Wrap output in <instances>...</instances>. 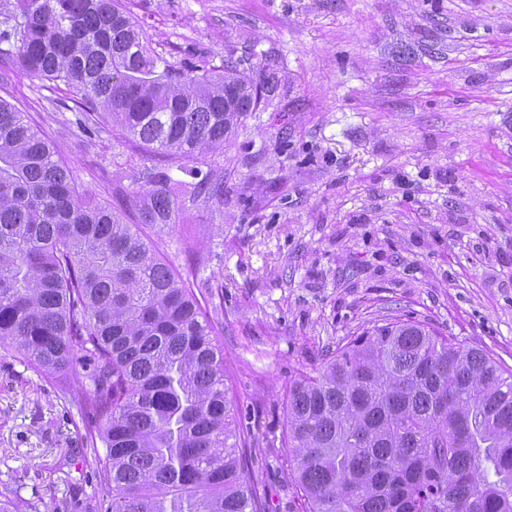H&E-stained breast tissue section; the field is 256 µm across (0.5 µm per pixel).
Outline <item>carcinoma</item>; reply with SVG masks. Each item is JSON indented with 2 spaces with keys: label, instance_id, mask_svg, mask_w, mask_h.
Instances as JSON below:
<instances>
[{
  "label": "carcinoma",
  "instance_id": "1",
  "mask_svg": "<svg viewBox=\"0 0 512 512\" xmlns=\"http://www.w3.org/2000/svg\"><path fill=\"white\" fill-rule=\"evenodd\" d=\"M2 61L70 89L54 103L82 132L108 120L159 160L113 188L118 210L80 193L0 96V347L76 408L100 465L96 512H268L218 331L140 229L176 226L200 198L221 211L224 171L185 162L224 148L257 89L175 68L122 0H0ZM78 354L92 389L72 397ZM286 423L292 512H512V370L422 324L390 320L337 349L290 388ZM0 512L38 510L5 486Z\"/></svg>",
  "mask_w": 512,
  "mask_h": 512
}]
</instances>
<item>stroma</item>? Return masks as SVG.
Wrapping results in <instances>:
<instances>
[{
  "label": "stroma",
  "instance_id": "obj_1",
  "mask_svg": "<svg viewBox=\"0 0 512 512\" xmlns=\"http://www.w3.org/2000/svg\"><path fill=\"white\" fill-rule=\"evenodd\" d=\"M152 47L196 72L235 61L261 94L201 170L206 204L148 243L190 277L219 332L250 475L288 512V390L399 315L512 369V0H126ZM7 97L80 190L112 201L154 157L67 127L52 83ZM74 409L0 350V485L39 512H90L97 467Z\"/></svg>",
  "mask_w": 512,
  "mask_h": 512
}]
</instances>
